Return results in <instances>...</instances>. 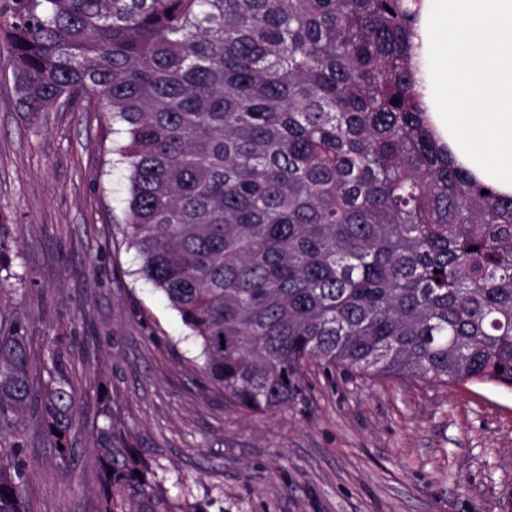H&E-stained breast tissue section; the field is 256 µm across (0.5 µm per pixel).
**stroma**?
I'll list each match as a JSON object with an SVG mask.
<instances>
[{
	"label": "stroma",
	"mask_w": 512,
	"mask_h": 512,
	"mask_svg": "<svg viewBox=\"0 0 512 512\" xmlns=\"http://www.w3.org/2000/svg\"><path fill=\"white\" fill-rule=\"evenodd\" d=\"M0 48V224L12 227L0 323L33 349L70 338L81 425L60 469L26 440L35 512H94L99 391L152 462L172 512H512V390L305 368L303 410L245 414L199 372L120 232L129 171L100 112H22Z\"/></svg>",
	"instance_id": "1"
}]
</instances>
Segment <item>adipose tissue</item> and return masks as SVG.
Here are the masks:
<instances>
[{
	"label": "adipose tissue",
	"instance_id": "1",
	"mask_svg": "<svg viewBox=\"0 0 512 512\" xmlns=\"http://www.w3.org/2000/svg\"><path fill=\"white\" fill-rule=\"evenodd\" d=\"M425 99L459 165L512 196V0H423Z\"/></svg>",
	"mask_w": 512,
	"mask_h": 512
}]
</instances>
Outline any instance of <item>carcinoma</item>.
<instances>
[{"instance_id": "carcinoma-1", "label": "carcinoma", "mask_w": 512, "mask_h": 512, "mask_svg": "<svg viewBox=\"0 0 512 512\" xmlns=\"http://www.w3.org/2000/svg\"><path fill=\"white\" fill-rule=\"evenodd\" d=\"M422 0H4L25 112H106L138 274L246 414L309 403L316 363L512 389V197L458 166L422 92ZM11 227L0 224V270ZM71 343L0 328V512L34 439L70 465ZM101 392L95 512H169Z\"/></svg>"}]
</instances>
